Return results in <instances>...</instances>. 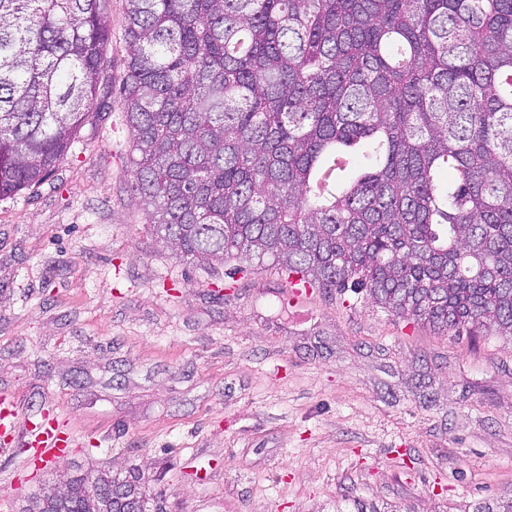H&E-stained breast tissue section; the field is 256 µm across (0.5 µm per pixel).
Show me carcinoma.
<instances>
[{
  "label": "carcinoma",
  "instance_id": "carcinoma-1",
  "mask_svg": "<svg viewBox=\"0 0 512 512\" xmlns=\"http://www.w3.org/2000/svg\"><path fill=\"white\" fill-rule=\"evenodd\" d=\"M105 3L0 0V199L107 94ZM123 49L132 191L181 257L512 337V0H127ZM136 499L104 473L24 512Z\"/></svg>",
  "mask_w": 512,
  "mask_h": 512
}]
</instances>
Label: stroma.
<instances>
[{
	"instance_id": "35a3bbf8",
	"label": "stroma",
	"mask_w": 512,
	"mask_h": 512,
	"mask_svg": "<svg viewBox=\"0 0 512 512\" xmlns=\"http://www.w3.org/2000/svg\"><path fill=\"white\" fill-rule=\"evenodd\" d=\"M113 87L126 0H107ZM117 98L46 181L0 200V393L77 438L38 477L0 454L19 512L101 469L147 512H459L512 493V341L454 336L272 266H199L131 190Z\"/></svg>"
}]
</instances>
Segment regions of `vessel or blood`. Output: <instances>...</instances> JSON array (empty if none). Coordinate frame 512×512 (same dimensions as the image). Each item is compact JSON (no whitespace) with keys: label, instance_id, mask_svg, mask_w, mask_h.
Masks as SVG:
<instances>
[{"label":"vessel or blood","instance_id":"1","mask_svg":"<svg viewBox=\"0 0 512 512\" xmlns=\"http://www.w3.org/2000/svg\"><path fill=\"white\" fill-rule=\"evenodd\" d=\"M18 412L9 396L0 395V452L11 453L15 444H22L27 458L33 462H53L67 458L73 446L57 419L46 417L29 423L25 436H18Z\"/></svg>","mask_w":512,"mask_h":512}]
</instances>
